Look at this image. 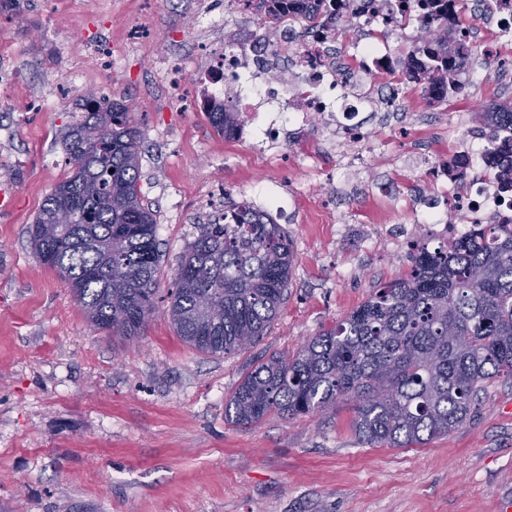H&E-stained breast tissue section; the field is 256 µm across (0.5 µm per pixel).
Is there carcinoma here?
<instances>
[{"instance_id": "carcinoma-1", "label": "carcinoma", "mask_w": 512, "mask_h": 512, "mask_svg": "<svg viewBox=\"0 0 512 512\" xmlns=\"http://www.w3.org/2000/svg\"><path fill=\"white\" fill-rule=\"evenodd\" d=\"M276 22L285 0H246ZM421 48L453 80L452 56ZM223 136L232 112L206 113ZM512 127V108L484 112ZM141 131L120 102L87 99L64 133L71 175L46 195L27 233L38 262L57 270L96 330L133 339L157 311L156 215L142 202ZM409 271L377 288L295 353L256 360L226 400L224 416L249 428L354 403V431L368 447L405 448L470 418L479 391L512 378V232L486 224L431 248L410 241ZM294 264L281 225L246 204L224 207L180 257L165 314L177 335L210 356L256 344L286 300Z\"/></svg>"}]
</instances>
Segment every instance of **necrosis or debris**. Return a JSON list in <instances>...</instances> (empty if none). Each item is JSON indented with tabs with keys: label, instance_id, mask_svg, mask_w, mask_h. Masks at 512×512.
<instances>
[{
	"label": "necrosis or debris",
	"instance_id": "obj_1",
	"mask_svg": "<svg viewBox=\"0 0 512 512\" xmlns=\"http://www.w3.org/2000/svg\"><path fill=\"white\" fill-rule=\"evenodd\" d=\"M314 8L313 0L290 5L282 22L208 47L196 78L199 100L205 110L224 105L236 112L231 141L271 156L287 138L317 125L327 138L341 132L361 145L362 123L338 125V113L394 108L412 85L430 105L446 98L440 84H415L405 73V62L422 61L416 48L428 21L425 12L401 0H349L345 15H322L305 24ZM440 9L460 35L456 88L466 95L475 74L489 78L502 72L500 48L485 33H512V0H442ZM351 21L360 34L352 53L344 55L340 49ZM499 169H512V134L492 138L478 129L467 131L446 159L432 161V176L446 189L436 198H418V227L441 240L467 236L479 224L512 222V180L497 178Z\"/></svg>",
	"mask_w": 512,
	"mask_h": 512
}]
</instances>
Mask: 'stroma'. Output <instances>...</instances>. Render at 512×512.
Segmentation results:
<instances>
[{
	"mask_svg": "<svg viewBox=\"0 0 512 512\" xmlns=\"http://www.w3.org/2000/svg\"><path fill=\"white\" fill-rule=\"evenodd\" d=\"M0 11V512H498L512 497V379L479 393L448 435L408 448L358 439L354 404L248 429L224 403L259 357L292 353L409 269L392 232L436 191L431 155L512 92L479 78L441 109L405 97V125L366 112L365 161L307 134L275 166L214 132L196 97L201 66L187 21L198 0H9ZM130 101L143 130L140 189L162 257L158 312L129 341L93 330L64 279L41 265L27 227L69 171L62 135L86 97ZM290 195L288 297L250 350L210 356L164 315L179 257L208 215L250 183Z\"/></svg>",
	"mask_w": 512,
	"mask_h": 512,
	"instance_id": "stroma-1",
	"label": "stroma"
}]
</instances>
